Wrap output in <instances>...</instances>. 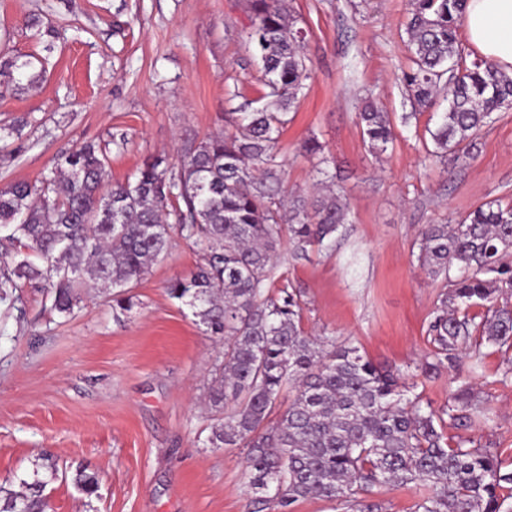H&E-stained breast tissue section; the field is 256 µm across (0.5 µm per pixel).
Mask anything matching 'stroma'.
I'll list each match as a JSON object with an SVG mask.
<instances>
[{
    "mask_svg": "<svg viewBox=\"0 0 512 512\" xmlns=\"http://www.w3.org/2000/svg\"><path fill=\"white\" fill-rule=\"evenodd\" d=\"M409 9L410 0L291 2L312 77L279 139L285 188L334 184L348 222L323 252L298 258L282 247L274 280L299 290L306 333L398 370L434 409L468 386L490 420L445 428L448 443L474 439L510 470L512 349L486 344L481 368L463 355L422 375L442 284L411 252L424 225L457 223L488 201L512 204V110L494 114L469 159L433 162L432 112L413 114L401 82ZM32 16L52 21V45L28 27ZM247 31L245 0H0V52L41 55L46 67L37 89L0 86V183L39 180L82 143L105 148L115 181L149 156L179 164L187 147L224 130L226 112L260 106ZM367 96L394 124L377 155L356 123ZM311 136L323 157L304 154ZM200 260L172 235L124 313L100 288L83 289L67 316L37 282L17 288L16 303L0 300V486L19 492L40 477L46 512H248L245 449L208 441L224 345L166 292ZM47 457L55 472L41 470ZM80 468L96 473L94 495L76 488Z\"/></svg>",
    "mask_w": 512,
    "mask_h": 512,
    "instance_id": "stroma-1",
    "label": "stroma"
}]
</instances>
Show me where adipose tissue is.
<instances>
[{
    "label": "adipose tissue",
    "instance_id": "adipose-tissue-1",
    "mask_svg": "<svg viewBox=\"0 0 512 512\" xmlns=\"http://www.w3.org/2000/svg\"><path fill=\"white\" fill-rule=\"evenodd\" d=\"M464 28L481 57L512 74V0H467Z\"/></svg>",
    "mask_w": 512,
    "mask_h": 512
}]
</instances>
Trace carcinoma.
<instances>
[{"mask_svg":"<svg viewBox=\"0 0 512 512\" xmlns=\"http://www.w3.org/2000/svg\"><path fill=\"white\" fill-rule=\"evenodd\" d=\"M248 42L261 65L267 102L225 113L230 132L208 135L179 166L164 155L144 160L133 179L109 182L107 155L91 143L61 156L35 183L0 187L3 240L28 253L0 269V295L21 280H43L54 309L69 315L79 289L113 290L114 308L131 310L127 288L165 257L172 232L191 241L202 263L177 276L167 292L192 310L205 332L224 340L214 403L224 417L211 428L213 445L247 449L254 512H290L307 497L343 499L351 512H382L358 497L377 485L428 487L414 512H501L512 499V471L489 450L442 445L438 426L472 427L481 410L461 390L441 412L406 396V386L354 346L301 328L302 306L284 285L272 291L279 247L295 255L329 247L347 221L330 185L284 201L279 136L310 79L289 0H248ZM465 0H412L406 24L412 67L403 74L412 108L426 112L439 92L448 108L427 129L436 161L466 158L493 114L512 109V76L458 44ZM43 58L0 57V75L17 74L15 91L38 88ZM364 142L383 152L393 142L389 113L367 101L358 112ZM416 259L442 281L429 324L433 361L424 373L469 353L482 362V342L512 347V205L485 203L456 224H428ZM484 308L480 321L469 309ZM292 393L276 422L284 391ZM75 485L96 493L93 473L79 469ZM27 492L0 488V512H42V481Z\"/></svg>","mask_w":512,"mask_h":512,"instance_id":"1","label":"carcinoma"}]
</instances>
